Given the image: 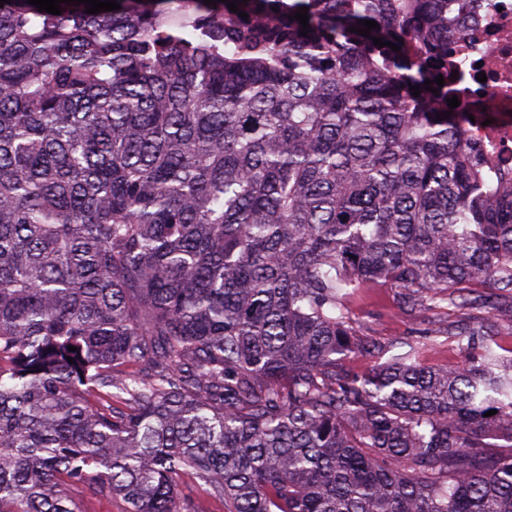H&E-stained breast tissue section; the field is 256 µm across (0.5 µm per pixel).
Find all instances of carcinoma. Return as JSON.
<instances>
[{"mask_svg": "<svg viewBox=\"0 0 512 512\" xmlns=\"http://www.w3.org/2000/svg\"><path fill=\"white\" fill-rule=\"evenodd\" d=\"M181 2L0 8V512H204L183 473L224 512H512V305L436 332L457 366L343 367L364 288L512 294V173L424 85L440 0ZM179 488L181 491H186V489L189 487L191 490H192V493L194 495V497L200 501L201 503L204 504V506L206 507L207 511L209 512H223L224 511V506L217 502V501H213L211 500L208 495H207V492H206V486L199 482V481H195L190 475H182L180 478H179ZM82 500L84 512H124L125 504L120 498L92 497L87 493L75 492Z\"/></svg>", "mask_w": 512, "mask_h": 512, "instance_id": "cac0c4a2", "label": "carcinoma"}]
</instances>
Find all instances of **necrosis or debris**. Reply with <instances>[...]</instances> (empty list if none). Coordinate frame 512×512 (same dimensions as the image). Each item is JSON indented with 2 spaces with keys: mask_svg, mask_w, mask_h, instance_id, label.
I'll list each match as a JSON object with an SVG mask.
<instances>
[{
  "mask_svg": "<svg viewBox=\"0 0 512 512\" xmlns=\"http://www.w3.org/2000/svg\"><path fill=\"white\" fill-rule=\"evenodd\" d=\"M450 51L437 71L472 122L465 133L491 174L512 172V0H447Z\"/></svg>",
  "mask_w": 512,
  "mask_h": 512,
  "instance_id": "necrosis-or-debris-1",
  "label": "necrosis or debris"
}]
</instances>
